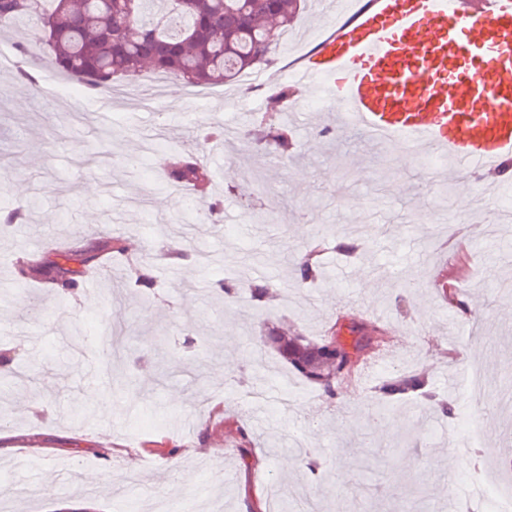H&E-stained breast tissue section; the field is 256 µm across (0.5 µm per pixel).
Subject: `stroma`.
<instances>
[{
    "instance_id": "35a3bbf8",
    "label": "stroma",
    "mask_w": 512,
    "mask_h": 512,
    "mask_svg": "<svg viewBox=\"0 0 512 512\" xmlns=\"http://www.w3.org/2000/svg\"><path fill=\"white\" fill-rule=\"evenodd\" d=\"M329 2L310 0L265 73L298 69L331 33ZM160 82L153 113L138 99L149 79L117 81V116L111 97H86L53 69L43 71L41 96L0 72V164L28 182L20 196L11 178L0 181V208L36 204L28 223L0 233V351L16 368L0 377V512H152L158 498L172 512H242L248 489L267 512H297L308 494L319 512H442L448 503L483 512L480 499L448 483L449 472L471 469L448 437L469 439L470 364L496 410L481 431L483 463L512 435V196L341 129L322 136L328 113L299 94L292 156L268 139L235 157L214 152L194 137L200 120L228 115L241 132L278 82L259 102L241 85L211 86V98L194 101L185 81ZM176 149L203 156L208 189L224 200L219 227L184 208L195 191L166 182ZM346 229L360 231L365 252L349 258L327 247L319 284H297L290 261L310 239L328 242ZM108 232L125 239L128 254L87 266L73 250L69 269L92 279L79 300H62L39 273L19 278L21 258L52 263L57 248ZM182 241L198 257L175 267L163 254ZM143 252L155 258L150 308L135 289L94 277ZM227 270L275 282L276 301L259 307L217 293L212 283ZM447 285L469 300L470 317L450 305ZM339 317L379 319L392 347L338 403L272 350L256 349L265 328L315 339ZM115 323L118 368L88 376L73 330L107 337ZM407 366L427 373L454 417L412 402L374 406L379 381ZM31 403L51 416L29 412ZM214 404L222 415L211 413ZM242 424L253 436L245 458L235 449ZM300 446L321 459V480L303 469Z\"/></svg>"
}]
</instances>
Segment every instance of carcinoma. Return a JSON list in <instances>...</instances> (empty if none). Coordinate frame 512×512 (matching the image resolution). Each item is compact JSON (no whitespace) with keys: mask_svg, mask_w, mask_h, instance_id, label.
<instances>
[{"mask_svg":"<svg viewBox=\"0 0 512 512\" xmlns=\"http://www.w3.org/2000/svg\"><path fill=\"white\" fill-rule=\"evenodd\" d=\"M303 0H0V23L28 22L16 51L26 56L32 45L44 43L50 50V65L64 77L79 84L87 96L105 95L114 82L125 77L147 78L156 73L182 78L196 87L234 81L257 65L271 62V54L292 26ZM16 79L40 92L35 69L16 70ZM292 90L284 84L268 102V111L281 113L291 103ZM201 157L173 154L167 166L169 182L196 186L200 181ZM312 255L293 261L294 278L302 283L323 277L322 267ZM45 280L61 290V297L75 295L79 272L56 262L42 266ZM133 281L144 306L156 299L152 262L140 257L133 265ZM217 287L232 297L247 292L254 304L266 302L273 284L266 280L244 282L233 275L217 281ZM347 328L340 346L362 356L350 371L336 374L321 358L323 339L280 336L270 331L261 346L274 349L292 366L293 372L320 388L322 396L335 401L341 392L337 384L358 378L364 361L377 356L389 337L373 321H353L333 329ZM382 404L414 399L443 416L455 414L439 398L428 376L410 369L383 379L376 387Z\"/></svg>","mask_w":512,"mask_h":512,"instance_id":"obj_1","label":"carcinoma"}]
</instances>
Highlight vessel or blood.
<instances>
[{
  "label": "vessel or blood",
  "instance_id": "vessel-or-blood-1",
  "mask_svg": "<svg viewBox=\"0 0 512 512\" xmlns=\"http://www.w3.org/2000/svg\"><path fill=\"white\" fill-rule=\"evenodd\" d=\"M337 127L460 174L512 154V0H374L325 38L296 75Z\"/></svg>",
  "mask_w": 512,
  "mask_h": 512
}]
</instances>
